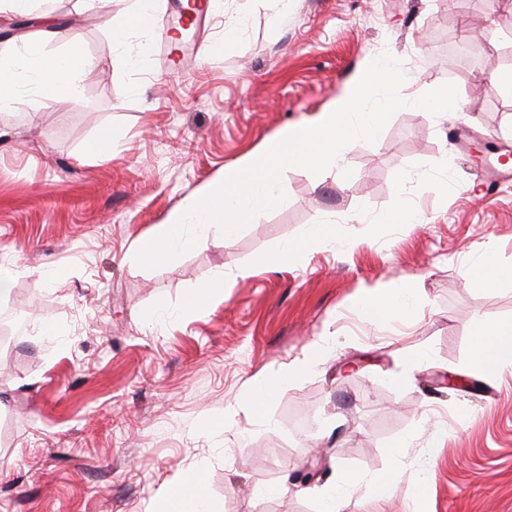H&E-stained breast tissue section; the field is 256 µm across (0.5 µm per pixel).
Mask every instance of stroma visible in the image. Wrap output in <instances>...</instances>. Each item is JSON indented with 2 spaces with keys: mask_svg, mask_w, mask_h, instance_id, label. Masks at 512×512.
Returning <instances> with one entry per match:
<instances>
[{
  "mask_svg": "<svg viewBox=\"0 0 512 512\" xmlns=\"http://www.w3.org/2000/svg\"><path fill=\"white\" fill-rule=\"evenodd\" d=\"M93 68L80 100L18 95L0 106V311L28 327L0 350V512H163L199 476L209 512H318L314 485L347 471L358 512H512V371L474 368L473 320H512V279L479 287L495 250L512 267V7L483 0H215L168 64L154 32L115 45L99 0H51ZM390 52L418 97L454 84L460 122L396 112L349 145L350 178L300 167L285 202L232 241H202L150 269L136 242L201 185L288 125L313 121L369 58ZM123 137L91 153L97 131ZM452 180L453 195L426 193ZM407 203L419 226L384 223ZM347 241L272 263L320 217ZM249 265L203 313L186 293ZM409 281L424 309L375 322L367 289ZM52 325L45 333L44 325ZM321 362L249 405L317 336ZM424 353L411 387L393 377ZM455 378L454 386L438 378ZM402 478L377 499L370 482Z\"/></svg>",
  "mask_w": 512,
  "mask_h": 512,
  "instance_id": "stroma-1",
  "label": "stroma"
}]
</instances>
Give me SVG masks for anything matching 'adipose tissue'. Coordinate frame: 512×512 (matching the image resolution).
Returning <instances> with one entry per match:
<instances>
[{
  "mask_svg": "<svg viewBox=\"0 0 512 512\" xmlns=\"http://www.w3.org/2000/svg\"><path fill=\"white\" fill-rule=\"evenodd\" d=\"M92 66L83 56L66 52L60 56L48 57L41 54L37 44L31 43L18 53L0 60V104L10 103L20 92L17 75L22 71L33 72L36 81L35 97L64 96L71 101L79 99V85L82 76ZM343 225L331 220L310 225L299 241L285 245L276 255L277 260L287 261L307 253L335 245L345 238ZM413 291L411 283L404 282L392 288L372 290L362 295L357 307L371 320L408 318L412 315L409 306ZM473 362L480 371L498 374L512 369V320H502L494 324L476 322L473 329ZM325 346L324 341L313 342L303 357L282 368L278 375H261L254 387L250 405L255 413H262L267 395L274 385L282 384L294 377L310 371L317 363Z\"/></svg>",
  "mask_w": 512,
  "mask_h": 512,
  "instance_id": "1",
  "label": "adipose tissue"
}]
</instances>
